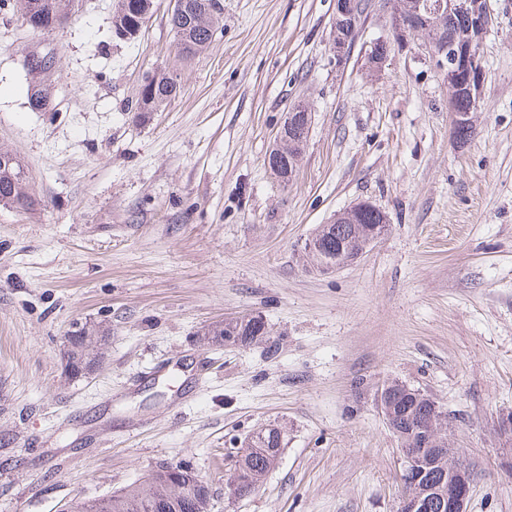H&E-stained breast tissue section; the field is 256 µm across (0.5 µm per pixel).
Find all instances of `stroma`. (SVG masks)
I'll return each mask as SVG.
<instances>
[{
  "mask_svg": "<svg viewBox=\"0 0 512 512\" xmlns=\"http://www.w3.org/2000/svg\"><path fill=\"white\" fill-rule=\"evenodd\" d=\"M131 41L112 0L55 32L0 7V150L40 199L0 205V512H76L163 463L207 478L213 512H395L398 441L376 404L399 380L432 396L477 473L469 512H512V0H488L474 132L458 139L448 83L410 47L367 70L392 35L377 5L343 63L335 0H223L209 50L176 60L170 0ZM49 56L51 68L26 62ZM174 70L161 112L135 103ZM50 109L32 111L33 85ZM312 112L297 176L265 158L298 103ZM361 201L384 239L335 271L304 244ZM243 315L268 340L203 344ZM108 332L94 375L65 377L69 330ZM288 443L258 488L224 498L254 430Z\"/></svg>",
  "mask_w": 512,
  "mask_h": 512,
  "instance_id": "35a3bbf8",
  "label": "stroma"
}]
</instances>
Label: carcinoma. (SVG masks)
I'll return each mask as SVG.
<instances>
[{
    "instance_id": "1",
    "label": "carcinoma",
    "mask_w": 512,
    "mask_h": 512,
    "mask_svg": "<svg viewBox=\"0 0 512 512\" xmlns=\"http://www.w3.org/2000/svg\"><path fill=\"white\" fill-rule=\"evenodd\" d=\"M191 9L186 15L172 13L169 24L176 40V51L181 45L190 46L192 58H197L209 48L215 31L223 20V10L216 9L212 0H188ZM153 0H113L112 3V35L117 37L123 33L133 34L140 30L143 15L149 11ZM471 20L467 15H456L453 19L441 17L428 29L421 31V36L431 37L437 31L448 34V37L460 38L468 36ZM179 91V82L168 72L156 71L138 98L135 110L138 112H160ZM311 112L308 106H301L298 119L288 127V139L282 147L281 159L285 160L291 170L299 168L305 148ZM20 170L15 167L10 171L0 170V197L15 195L24 200L21 210L33 211L38 200L30 194L27 184L19 182ZM367 228L364 224H323L315 235L321 237V250L307 253L310 263L314 266L336 262V252L343 250L356 251L366 242ZM88 341L74 350L78 360H87L100 355L101 342L105 340L103 331L96 326L84 329ZM202 340L210 342L224 337L226 346H247L266 339L268 330L258 325L253 318L242 320L241 323L226 324L215 328L208 327L201 332ZM429 413V405L423 399H409L397 405V419L404 430L415 427ZM287 444V434L279 427L260 429L241 441L243 471L257 478H262L270 469L274 459V449ZM195 496L194 485L185 483L181 486L171 485L159 477L145 475L142 479L119 493L85 503L79 512H149V504L162 502L173 497L183 498L186 512H193L191 498Z\"/></svg>"
}]
</instances>
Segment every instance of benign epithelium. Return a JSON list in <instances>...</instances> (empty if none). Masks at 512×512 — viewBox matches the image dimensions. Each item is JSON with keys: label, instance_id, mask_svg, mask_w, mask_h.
Returning <instances> with one entry per match:
<instances>
[{"label": "benign epithelium", "instance_id": "7a95c632", "mask_svg": "<svg viewBox=\"0 0 512 512\" xmlns=\"http://www.w3.org/2000/svg\"><path fill=\"white\" fill-rule=\"evenodd\" d=\"M468 8V0H417L412 9L397 3L392 15L394 42L387 43L383 39L374 41L371 44L373 60L387 61L389 53L381 50L384 43L389 48L394 44L401 49L408 46L407 33L420 30V22L426 18L452 15ZM472 18L475 38L469 41L455 40L450 43L446 39H425L418 43L429 62L446 75L452 103L458 89L469 94L473 100L480 95L482 70L476 38L485 36L490 30L492 17L489 10L477 9ZM333 22L334 26L342 29H356L352 0H336ZM65 23L66 19L51 13L39 12L32 16V24L43 32H54ZM364 211L378 213L380 209L369 201H362L338 214L333 223L352 222ZM63 361L65 373L72 378L88 377L100 366V361L95 360L78 368L66 354ZM439 415L438 405H432L427 426L420 430L419 435L400 442L403 490L398 498L397 512H468L475 473L459 458L457 449L435 428ZM156 473L179 483L189 473V467L184 463H168L157 468ZM255 484L256 481L250 477L229 481L224 486V497L229 502L241 499L254 489ZM211 505L210 484L200 478L197 480L194 512H211Z\"/></svg>", "mask_w": 512, "mask_h": 512}]
</instances>
